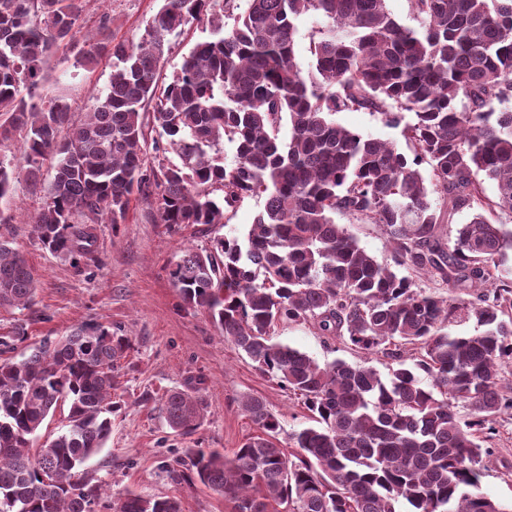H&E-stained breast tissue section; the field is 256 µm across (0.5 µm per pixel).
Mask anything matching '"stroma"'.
Instances as JSON below:
<instances>
[{
	"label": "stroma",
	"instance_id": "35a3bbf8",
	"mask_svg": "<svg viewBox=\"0 0 512 512\" xmlns=\"http://www.w3.org/2000/svg\"><path fill=\"white\" fill-rule=\"evenodd\" d=\"M161 0H87L82 15L85 33L95 34L102 12L112 17V31L120 39H138ZM208 24L192 22L170 38L161 69L169 80L185 55L208 39ZM80 46L52 56L44 66V87L52 96L84 107L105 89L111 61L95 69L79 66ZM337 123L362 135L396 142L407 150L401 126L366 110L337 113ZM43 201L25 182H18L9 197L0 200V239L8 241L28 261L36 292L25 310L0 312V338L11 341L14 356L30 354L46 340L66 335L83 325H100L129 336L132 348L121 362L118 393L123 403L112 417V432L84 468L101 477L109 493L144 497H175L182 512H232L220 493L201 484L173 480L167 464L187 448H211L232 454L257 428L241 408L244 396L260 397L281 425L278 439L289 445L296 431L310 426L304 405L277 380L263 374L244 352L224 339L205 312L190 308L171 284L169 271L184 251L205 249L213 227L182 224L171 228L156 218L153 204L133 199L123 224H101L94 253L70 258L46 250L27 217ZM379 263L394 266L395 253L379 224L337 216ZM275 341L305 352L319 363L342 359L365 363L386 372L384 358L364 357L304 325L284 324ZM192 378L202 379L207 413L194 433L176 435L160 412L162 398L183 388ZM484 457L481 486L505 504L512 503V418L496 425Z\"/></svg>",
	"mask_w": 512,
	"mask_h": 512
}]
</instances>
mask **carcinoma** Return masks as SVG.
I'll use <instances>...</instances> for the list:
<instances>
[{"label":"carcinoma","mask_w":512,"mask_h":512,"mask_svg":"<svg viewBox=\"0 0 512 512\" xmlns=\"http://www.w3.org/2000/svg\"><path fill=\"white\" fill-rule=\"evenodd\" d=\"M84 2L0 0V143L23 134V163L0 160V199L20 180L38 192L42 161L53 158L32 224L65 256L94 252L96 225L126 223L136 195L155 197L161 224L221 227L244 199H264L245 235L217 234L205 250L186 251L170 277L313 421L287 453L278 419L248 396L242 408L257 433L230 457L184 449L171 478L224 494L232 512H512L481 489L484 443L512 415V233L486 218L512 215V0H410L418 30L385 0H248L228 30L218 0H163L136 41L113 37L104 13L79 62L108 59L112 71L76 119L67 101L44 93L43 63L79 41ZM308 13L322 23L305 71L295 46ZM194 21L212 38L159 85L169 37ZM353 109L394 124L412 113L403 135L413 156L336 123ZM146 112L177 160L145 166ZM434 193L445 210L433 207ZM463 211L469 221L443 238L441 224ZM338 215L382 225L397 265L454 296L413 288ZM34 294L27 260L0 240V310L25 309ZM461 316L484 331L450 335ZM281 324L382 357L389 373L341 359L321 365L274 341ZM0 346V512H181L171 497L112 502L105 481L81 470L121 409L112 391L129 337L82 326L20 360ZM61 405L65 430L34 447ZM162 410L173 431L194 432L206 410L201 381L166 394Z\"/></svg>","instance_id":"carcinoma-1"}]
</instances>
